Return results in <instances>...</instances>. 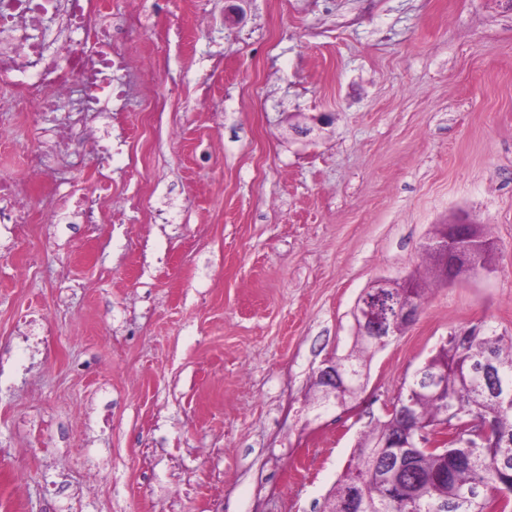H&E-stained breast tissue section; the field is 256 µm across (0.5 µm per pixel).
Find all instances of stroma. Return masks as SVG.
Masks as SVG:
<instances>
[{"instance_id":"35a3bbf8","label":"stroma","mask_w":512,"mask_h":512,"mask_svg":"<svg viewBox=\"0 0 512 512\" xmlns=\"http://www.w3.org/2000/svg\"><path fill=\"white\" fill-rule=\"evenodd\" d=\"M129 0L171 44L0 236V512H322L371 417L454 329L512 336V0ZM329 117L317 125L315 117ZM310 134H298V127ZM42 140L0 114V175ZM107 177L139 213L63 196ZM464 216L491 270L437 284L350 409L308 391L379 276ZM51 336L29 342V320ZM105 178H102L97 187L89 188L81 197L73 200V197L64 201L66 207L82 218L83 222L91 223L95 221L97 214H101L103 209H108L112 217V197L103 196L101 191H106Z\"/></svg>"}]
</instances>
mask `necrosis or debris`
Returning a JSON list of instances; mask_svg holds the SVG:
<instances>
[{"label": "necrosis or debris", "instance_id": "1", "mask_svg": "<svg viewBox=\"0 0 512 512\" xmlns=\"http://www.w3.org/2000/svg\"><path fill=\"white\" fill-rule=\"evenodd\" d=\"M98 0H0V84L13 88L0 111H21L40 126L46 113L58 111L71 83L85 80L87 96L72 112L91 116L102 104L123 98L115 72L126 69L124 56L111 52L112 32L99 24ZM55 21L59 42L47 50L35 32L43 20ZM20 181L0 176V229L29 223Z\"/></svg>", "mask_w": 512, "mask_h": 512}]
</instances>
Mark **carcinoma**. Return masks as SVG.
Instances as JSON below:
<instances>
[{"instance_id":"carcinoma-1","label":"carcinoma","mask_w":512,"mask_h":512,"mask_svg":"<svg viewBox=\"0 0 512 512\" xmlns=\"http://www.w3.org/2000/svg\"><path fill=\"white\" fill-rule=\"evenodd\" d=\"M477 233L478 247L472 271L488 269L493 247ZM398 301L423 300V289L387 288ZM374 342L360 334L352 348L336 357L348 387L332 399L321 394L313 407H346L364 390ZM492 362L500 384L512 388V336L488 325L462 327L448 334L421 372L402 385L393 399V411L371 419L361 433L350 463L336 483L324 512H340L352 492L360 497L362 512H489L498 489H512V400L493 392L484 378ZM440 374L439 385L422 382L428 372ZM417 415L414 435L428 434L446 423L457 430L445 448L414 451L396 448L390 436L402 423V410ZM486 426L489 435L477 441L473 431Z\"/></svg>"}]
</instances>
